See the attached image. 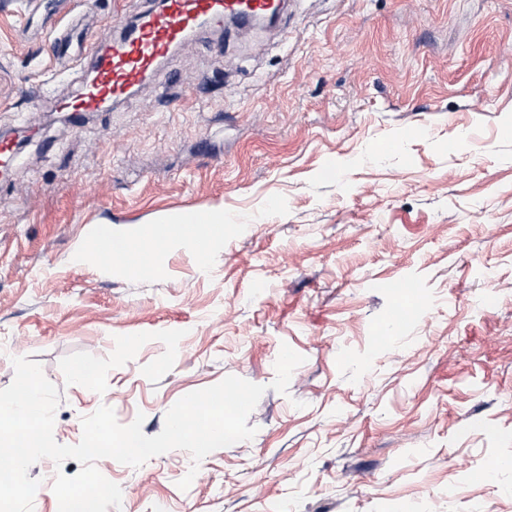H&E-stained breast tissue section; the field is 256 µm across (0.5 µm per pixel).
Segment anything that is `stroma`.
I'll use <instances>...</instances> for the list:
<instances>
[{
	"label": "stroma",
	"instance_id": "obj_1",
	"mask_svg": "<svg viewBox=\"0 0 512 512\" xmlns=\"http://www.w3.org/2000/svg\"><path fill=\"white\" fill-rule=\"evenodd\" d=\"M153 8L0 0V140L26 139L0 174V389L38 363L74 445L104 404L154 436L225 376L265 386L255 437L200 464L98 460L107 512H512V0H288L72 121L75 39ZM216 212L204 262L89 252L102 224ZM80 469L33 464L34 512Z\"/></svg>",
	"mask_w": 512,
	"mask_h": 512
}]
</instances>
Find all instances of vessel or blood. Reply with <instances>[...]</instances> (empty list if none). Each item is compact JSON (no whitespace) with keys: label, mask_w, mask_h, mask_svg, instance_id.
<instances>
[{"label":"vessel or blood","mask_w":512,"mask_h":512,"mask_svg":"<svg viewBox=\"0 0 512 512\" xmlns=\"http://www.w3.org/2000/svg\"><path fill=\"white\" fill-rule=\"evenodd\" d=\"M283 8V0H165L161 11L141 15L127 36L105 48L90 45L94 77L68 110L80 117L125 96L171 49L200 30L227 21L251 23Z\"/></svg>","instance_id":"vessel-or-blood-1"}]
</instances>
